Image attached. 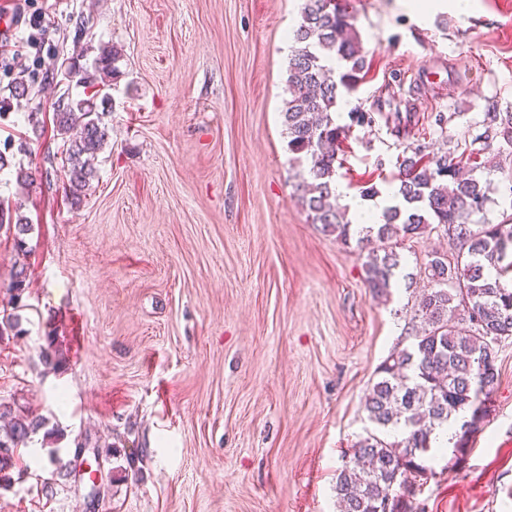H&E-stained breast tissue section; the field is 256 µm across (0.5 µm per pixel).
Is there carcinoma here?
Segmentation results:
<instances>
[{
    "mask_svg": "<svg viewBox=\"0 0 512 512\" xmlns=\"http://www.w3.org/2000/svg\"><path fill=\"white\" fill-rule=\"evenodd\" d=\"M349 0H303L301 22L292 34L288 62L290 99L283 124L289 161L299 168L296 191L315 224L367 252L363 279L378 296L390 295L400 256L391 241L420 234L441 224L461 242L449 257L435 252L427 263L431 286L413 305L414 334L410 347L393 350L377 369L378 380L365 396L364 407L373 429L352 448L354 465L336 475L340 512H416L414 499L421 483L433 474L435 431L462 409L470 417L461 425L453 455L468 450L498 385L500 343L512 338V288L500 278L512 271L501 266L512 248V224H481L468 220L485 212L489 185L474 175L463 157L429 156L418 145L399 163L398 203L383 211L382 223L351 232L331 203L336 193L338 152L348 128L336 124L334 113L342 92L354 91L362 79L364 56L353 27ZM121 54L104 47L91 66L65 69V84L89 90L85 97L58 106L55 124L64 139L68 188L81 202L94 174L97 153L107 144L98 96L118 77ZM494 136L512 144V112L490 116ZM27 231L19 208L0 204V230ZM496 271L490 277V271ZM27 271L17 265L7 304L22 307ZM8 419L0 435V481L15 465L14 450L25 448L44 419L0 405Z\"/></svg>",
    "mask_w": 512,
    "mask_h": 512,
    "instance_id": "cac0c4a2",
    "label": "carcinoma"
}]
</instances>
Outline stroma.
I'll return each mask as SVG.
<instances>
[{"mask_svg": "<svg viewBox=\"0 0 512 512\" xmlns=\"http://www.w3.org/2000/svg\"><path fill=\"white\" fill-rule=\"evenodd\" d=\"M366 78L344 96L336 177L347 195L392 196L410 147L476 153L492 175L485 220L512 221V147L483 139L512 109V0L470 14L410 0H351ZM302 0H0L29 93L0 78V200L20 204L24 249L0 230V316L27 268L20 335L0 337V403L44 417L0 487V512H338L334 485L370 423L364 398L411 343L410 304L443 226L398 245L391 294L373 298L355 244L312 223L293 195L282 114ZM122 54L103 118L108 143L81 204L54 113L65 61ZM416 124L395 136L388 96ZM374 121L351 126L352 109ZM33 174L16 182L17 168ZM59 350L46 368L44 349ZM462 459L443 453L417 512H512V339ZM98 469L91 484L85 464ZM26 282H27V271L26 267L22 265H17L13 272L12 281L10 284V294L7 301V304L11 306L12 309H18L22 307L21 304L22 296L26 290Z\"/></svg>", "mask_w": 512, "mask_h": 512, "instance_id": "1", "label": "stroma"}]
</instances>
